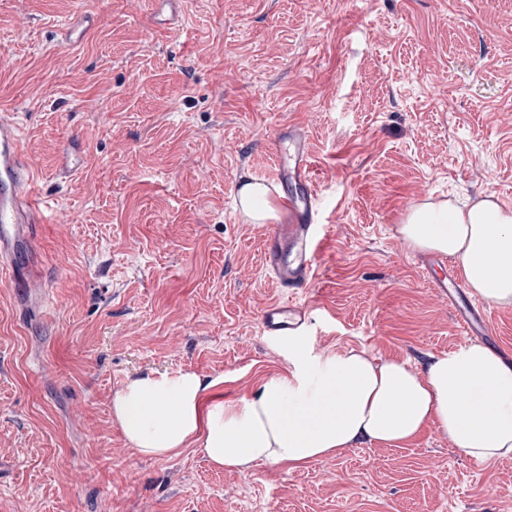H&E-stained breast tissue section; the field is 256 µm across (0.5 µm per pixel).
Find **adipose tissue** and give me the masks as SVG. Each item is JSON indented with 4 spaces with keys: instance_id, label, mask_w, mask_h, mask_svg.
<instances>
[{
    "instance_id": "adipose-tissue-1",
    "label": "adipose tissue",
    "mask_w": 512,
    "mask_h": 512,
    "mask_svg": "<svg viewBox=\"0 0 512 512\" xmlns=\"http://www.w3.org/2000/svg\"><path fill=\"white\" fill-rule=\"evenodd\" d=\"M238 204L250 223L275 217L260 181L243 183ZM399 233L410 248L457 261L472 295L512 305V209L490 196L461 207L427 201L409 210ZM288 360L290 369L234 403L225 402L220 375L133 377L115 391L112 417L140 455L167 459L193 448L220 469L298 468L364 443L399 447L430 426L478 462L512 457V362L486 345L416 369L353 350L317 353L296 338Z\"/></svg>"
}]
</instances>
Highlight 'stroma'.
Returning <instances> with one entry per match:
<instances>
[{
  "label": "stroma",
  "mask_w": 512,
  "mask_h": 512,
  "mask_svg": "<svg viewBox=\"0 0 512 512\" xmlns=\"http://www.w3.org/2000/svg\"><path fill=\"white\" fill-rule=\"evenodd\" d=\"M0 0V111L17 116L49 223L46 294L0 276V512H512V458L428 428L297 469L139 456L111 416L127 379L223 376L249 396L289 365L261 331L280 292L271 224L235 204L279 131L308 135L327 227L304 340L421 366L470 344L426 253L425 202L512 209V0ZM99 17L77 48L78 14ZM69 179L57 176L71 138Z\"/></svg>",
  "instance_id": "35a3bbf8"
}]
</instances>
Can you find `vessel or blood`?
Here are the masks:
<instances>
[{"label":"vessel or blood","instance_id":"1","mask_svg":"<svg viewBox=\"0 0 512 512\" xmlns=\"http://www.w3.org/2000/svg\"><path fill=\"white\" fill-rule=\"evenodd\" d=\"M98 22L84 14L79 23L65 26L62 41L70 46L83 43ZM275 169L269 183L279 190L287 221L274 225L262 251L265 271L278 288L312 284L316 262L326 236L319 222L318 198L310 178V150L306 132L293 127L277 140L273 151ZM36 165L23 148V133L8 113H0V268L11 265L16 246L31 247L37 225L47 223V210L35 192ZM305 310L284 298L268 305L260 315L262 331L276 339L299 335ZM459 324L474 335L489 332V319L479 308H463Z\"/></svg>","mask_w":512,"mask_h":512}]
</instances>
